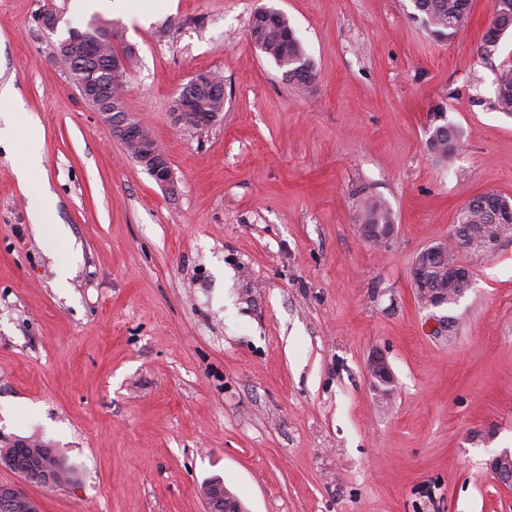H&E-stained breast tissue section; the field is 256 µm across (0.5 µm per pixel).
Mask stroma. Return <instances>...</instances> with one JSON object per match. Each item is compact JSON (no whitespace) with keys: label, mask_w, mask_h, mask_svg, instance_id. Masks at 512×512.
<instances>
[{"label":"stroma","mask_w":512,"mask_h":512,"mask_svg":"<svg viewBox=\"0 0 512 512\" xmlns=\"http://www.w3.org/2000/svg\"><path fill=\"white\" fill-rule=\"evenodd\" d=\"M76 3L0 0V448L74 467L72 485L31 488L43 512H207L213 477L248 512H512L486 469L512 449V238L471 259L446 337L427 335L410 276L469 199L512 200V116L493 106L512 32L484 47L492 0L448 41L412 0ZM262 6L301 39L308 90L254 45ZM92 19L134 50L124 107L172 186L68 77L58 45ZM201 71L224 110L195 130L171 104ZM444 122L460 133L446 162L426 148ZM29 126L41 188L16 174ZM359 190L391 205L388 246L357 235ZM45 194L67 240L35 221ZM367 374L377 400L380 402L389 400L394 390L395 378L383 355L376 354L370 358Z\"/></svg>","instance_id":"35a3bbf8"}]
</instances>
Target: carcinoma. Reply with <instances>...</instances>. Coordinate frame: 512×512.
I'll return each mask as SVG.
<instances>
[{
    "mask_svg": "<svg viewBox=\"0 0 512 512\" xmlns=\"http://www.w3.org/2000/svg\"><path fill=\"white\" fill-rule=\"evenodd\" d=\"M416 10L423 16L433 36L439 40L449 39L463 32L469 25V0H421ZM499 28L493 33H485L484 43L488 47L495 46L500 35L512 29V15H502L498 18ZM290 27L288 18L280 15L259 31L252 34L257 47L270 57L278 67L284 69V76L292 85L307 89L304 74L311 69L300 39L288 41L282 39L283 31ZM498 111L512 115V67L505 66L498 76L495 99ZM459 144L458 131L448 125L439 124L432 131L431 149L433 154L441 159H448L457 150ZM359 224H393L395 218L387 201L375 195H366L359 200L357 209ZM455 223L465 224L471 228L470 245L472 250L481 248L487 237L495 234L497 224L493 223L490 208L476 199L465 204L458 211ZM430 287L448 290V297H453L464 291L468 283L448 277L444 266L434 263L430 270Z\"/></svg>",
    "mask_w": 512,
    "mask_h": 512,
    "instance_id": "1",
    "label": "carcinoma"
}]
</instances>
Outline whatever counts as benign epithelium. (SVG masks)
Segmentation results:
<instances>
[{"label":"benign epithelium","mask_w":512,"mask_h":512,"mask_svg":"<svg viewBox=\"0 0 512 512\" xmlns=\"http://www.w3.org/2000/svg\"><path fill=\"white\" fill-rule=\"evenodd\" d=\"M96 38L81 43L64 41L58 50L62 58L70 60L68 69L71 82L86 101L96 105L97 111L112 131L113 137L121 142L127 154L137 161L161 186H168L173 172L166 153L156 140L126 112L122 91L127 75L125 58L109 55L107 74L110 93H105L93 81V62L100 58L103 47L112 43L111 28L106 24L97 25ZM191 91L181 93L172 100L171 111L176 123L192 129L210 126L219 116L217 112L199 111L200 100L205 97L224 95V87L215 83L213 75L198 72L189 79ZM358 236L367 243L387 244L395 235V225L386 224L380 232L368 224L356 225ZM466 232L452 226L448 237L440 239L421 250L415 257L411 276L417 296L426 309H435L439 301L435 293L425 286L429 268V258L440 255L445 260L446 269L454 277L472 281L471 265L461 258L467 250ZM428 335L441 338L447 335L448 322L441 316L432 315L425 322ZM367 374L375 397L380 402L390 399L395 378L386 358L381 354L372 356ZM0 465L13 470L21 479L19 484H0V512H41L40 503L27 491L29 486L56 488L74 483L73 474L67 464L54 452L37 448L31 444L19 453L9 450L0 456ZM488 469L500 485L512 487V450L505 449L488 461ZM199 494L206 502L208 512H236L230 499L224 493V486L214 481L204 482Z\"/></svg>","instance_id":"benign-epithelium-1"}]
</instances>
